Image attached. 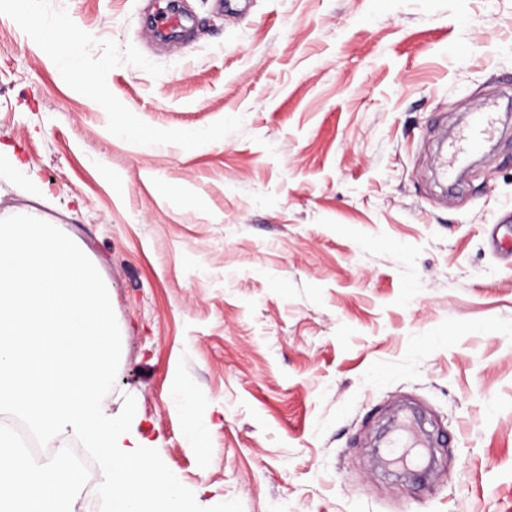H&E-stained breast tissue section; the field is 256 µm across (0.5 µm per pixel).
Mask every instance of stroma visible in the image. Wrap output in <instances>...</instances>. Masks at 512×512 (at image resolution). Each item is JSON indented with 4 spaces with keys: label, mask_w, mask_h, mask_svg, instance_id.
Returning <instances> with one entry per match:
<instances>
[{
    "label": "stroma",
    "mask_w": 512,
    "mask_h": 512,
    "mask_svg": "<svg viewBox=\"0 0 512 512\" xmlns=\"http://www.w3.org/2000/svg\"><path fill=\"white\" fill-rule=\"evenodd\" d=\"M38 4L0 0V218L99 271L127 439L204 507L512 512V119L460 191L440 175L506 105L512 0H185L170 45L164 0ZM59 16L102 93L41 42ZM490 127V113L484 112L481 107L475 108L471 125L464 139L463 149L470 152L479 150L486 140Z\"/></svg>",
    "instance_id": "stroma-1"
}]
</instances>
